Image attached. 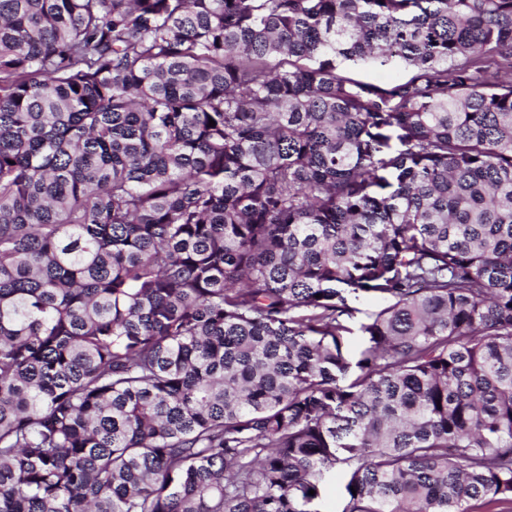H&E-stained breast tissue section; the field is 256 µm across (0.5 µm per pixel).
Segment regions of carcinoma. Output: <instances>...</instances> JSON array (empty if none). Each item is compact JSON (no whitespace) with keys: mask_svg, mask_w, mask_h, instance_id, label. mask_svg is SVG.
I'll return each instance as SVG.
<instances>
[{"mask_svg":"<svg viewBox=\"0 0 512 512\" xmlns=\"http://www.w3.org/2000/svg\"><path fill=\"white\" fill-rule=\"evenodd\" d=\"M338 466L344 512L512 504V0H0V512ZM351 307L355 309L352 316H342L345 324L351 329V334H348V345L351 351H356L364 344V336L360 330L362 324L369 323L372 314L377 312L384 302L374 298H360L358 300L351 299L349 301Z\"/></svg>","mask_w":512,"mask_h":512,"instance_id":"obj_1","label":"carcinoma"}]
</instances>
